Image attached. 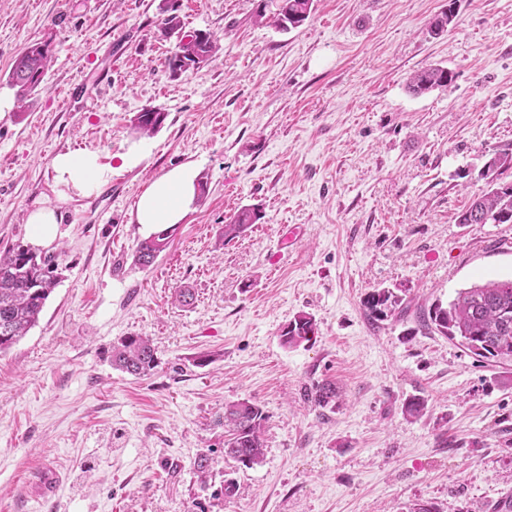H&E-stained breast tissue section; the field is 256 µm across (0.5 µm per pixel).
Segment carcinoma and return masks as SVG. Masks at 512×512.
Returning a JSON list of instances; mask_svg holds the SVG:
<instances>
[{"instance_id": "carcinoma-1", "label": "carcinoma", "mask_w": 512, "mask_h": 512, "mask_svg": "<svg viewBox=\"0 0 512 512\" xmlns=\"http://www.w3.org/2000/svg\"><path fill=\"white\" fill-rule=\"evenodd\" d=\"M313 10V0H278L273 23L285 30L302 26ZM455 18V0H448V12L436 19L429 33L437 36L447 30ZM219 50L217 40L206 33L203 39L180 44L168 58L167 66L174 72H185L196 59L212 60ZM49 62V49L42 42H29L16 56L9 79L19 87V96L35 91ZM452 72L431 67L418 71L408 79V88L415 95L425 94L437 87L448 85ZM166 113L146 109L132 121L135 131L149 134L161 127ZM512 171V153H496L479 171V179L487 190L474 199L461 213V224H511L512 181L503 180ZM260 219L256 209H242L224 225V240L231 241ZM170 235L161 229L140 241L135 250V261L143 266L152 265L165 251ZM53 258L37 255L19 244L0 248V353L7 352L20 338L37 324L43 308L57 286ZM396 302L389 290L374 291L363 301L369 316L378 319ZM424 326L436 330L460 344L472 354L497 361L512 360V278L487 280L476 283L457 293L449 303H433ZM316 324L312 317L299 315L282 330V341L298 346L311 341ZM155 347L147 337L129 336L121 347L112 351V364L131 375H145L156 367ZM337 396L336 386L323 384L310 390L307 399L314 406L325 408ZM266 415L261 407L241 400L224 405V456L250 468L263 456V432Z\"/></svg>"}]
</instances>
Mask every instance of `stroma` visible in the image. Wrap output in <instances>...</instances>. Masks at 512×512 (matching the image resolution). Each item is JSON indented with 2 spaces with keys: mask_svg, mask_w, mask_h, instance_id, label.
<instances>
[{
  "mask_svg": "<svg viewBox=\"0 0 512 512\" xmlns=\"http://www.w3.org/2000/svg\"><path fill=\"white\" fill-rule=\"evenodd\" d=\"M169 1L0 0V247L26 242L27 210L54 198L57 154L114 169L60 205L45 248L59 283L0 355V512H491L512 496V362L418 321L512 278V224L458 221L485 161L512 152V0H458L435 37L448 0H314L292 30L256 22L277 0H173L168 33ZM200 31L216 57L171 73ZM31 41L50 63L22 104L8 74ZM434 66L454 80L412 94ZM148 108L167 118L143 136L132 120ZM132 147L141 162L121 169ZM185 163L206 191L141 267L131 212ZM253 207L260 220L225 241ZM380 289L399 302L374 323L363 300ZM302 313L313 341L284 345ZM129 336L152 339L150 374L113 367ZM325 381L341 394L314 407ZM240 399L267 417L250 468L224 457L219 419ZM260 219L259 211L256 209H242L230 217V221L224 226V239L231 241L255 224Z\"/></svg>",
  "mask_w": 512,
  "mask_h": 512,
  "instance_id": "stroma-1",
  "label": "stroma"
}]
</instances>
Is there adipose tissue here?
<instances>
[{"label":"adipose tissue","instance_id":"adipose-tissue-1","mask_svg":"<svg viewBox=\"0 0 512 512\" xmlns=\"http://www.w3.org/2000/svg\"><path fill=\"white\" fill-rule=\"evenodd\" d=\"M53 183L59 200L85 195L105 183L110 174L91 152L61 153L52 160ZM199 197L197 173L193 165L183 164L155 178L136 203L134 220L157 231L181 223ZM63 216L48 202L29 210L26 222L30 242L42 247L55 241Z\"/></svg>","mask_w":512,"mask_h":512}]
</instances>
